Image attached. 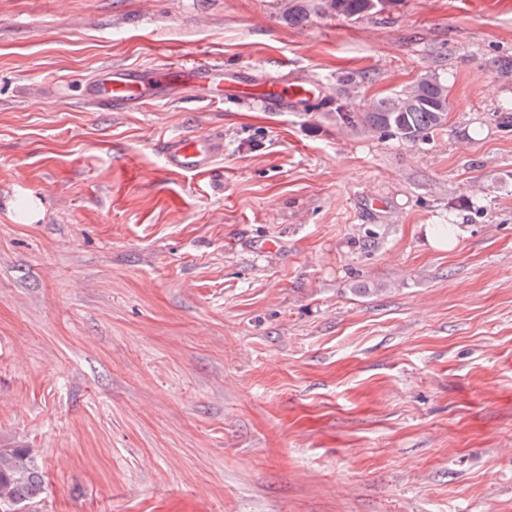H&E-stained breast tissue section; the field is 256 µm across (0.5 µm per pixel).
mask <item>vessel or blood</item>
I'll return each instance as SVG.
<instances>
[{"instance_id": "1", "label": "vessel or blood", "mask_w": 512, "mask_h": 512, "mask_svg": "<svg viewBox=\"0 0 512 512\" xmlns=\"http://www.w3.org/2000/svg\"><path fill=\"white\" fill-rule=\"evenodd\" d=\"M181 86L189 87L196 98L207 101L259 99L264 106H284L320 97L324 85L294 81L256 89L238 71L222 62L209 61L188 69L167 65L105 67L79 88L83 101L105 110L135 109L157 99L159 94ZM168 168L201 172L224 155L223 138L201 133L175 135L164 144Z\"/></svg>"}]
</instances>
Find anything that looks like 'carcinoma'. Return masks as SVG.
<instances>
[{
    "label": "carcinoma",
    "instance_id": "carcinoma-1",
    "mask_svg": "<svg viewBox=\"0 0 512 512\" xmlns=\"http://www.w3.org/2000/svg\"><path fill=\"white\" fill-rule=\"evenodd\" d=\"M394 0H323L324 12L342 18H358ZM336 124L423 142L448 118V85L432 76L421 78L409 90L386 97L365 110L334 112ZM43 478L30 448L0 447V491L12 504L27 503L42 489Z\"/></svg>",
    "mask_w": 512,
    "mask_h": 512
}]
</instances>
